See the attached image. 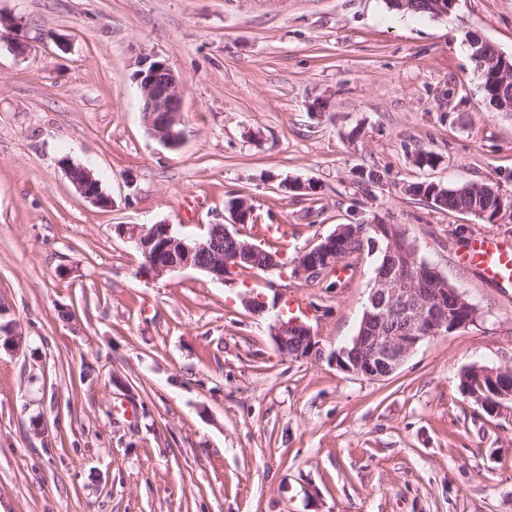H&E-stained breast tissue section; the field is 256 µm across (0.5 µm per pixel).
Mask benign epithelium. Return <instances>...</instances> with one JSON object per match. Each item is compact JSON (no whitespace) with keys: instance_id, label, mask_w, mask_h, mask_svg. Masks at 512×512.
Here are the masks:
<instances>
[{"instance_id":"7a95c632","label":"benign epithelium","mask_w":512,"mask_h":512,"mask_svg":"<svg viewBox=\"0 0 512 512\" xmlns=\"http://www.w3.org/2000/svg\"><path fill=\"white\" fill-rule=\"evenodd\" d=\"M18 22L0 14V36L18 55L28 51V43L16 37ZM135 75L142 95V114L151 133L170 149L178 148L183 139V98L178 78L169 64L157 57L138 60ZM75 191L88 203L99 208L113 206L100 180L84 166L76 165L67 157L60 160ZM233 223L246 224L251 206L244 199L230 204ZM370 243L374 247L386 245V260L393 265L388 276L372 279L364 316L350 344L336 350L334 360L341 370L377 380L398 369L425 341L439 336L448 326V280L434 265L427 266L434 287L423 290L407 277L408 270L417 263L414 245L396 247V224H372ZM118 232L133 242L144 258L146 272L159 277L166 273L192 268L207 274L212 280L224 283L228 273L247 269L272 272L281 267L279 256L265 253L261 265H254L259 248L240 241L224 224L209 225L206 236L197 238L173 230L172 225L124 224ZM365 233L357 232L352 224H340L336 230L314 246L316 264L302 253L294 261L293 274L305 281L312 280L319 271L333 272L354 241H364ZM401 320L410 329L405 336H387L388 322ZM271 336L277 349L296 359L308 358L317 344L311 328L297 318L278 319L271 327ZM493 397L492 413L500 412L503 403L512 401V388L493 387L492 393L473 392L469 397L477 404L487 403Z\"/></svg>"}]
</instances>
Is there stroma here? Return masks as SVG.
Returning <instances> with one entry per match:
<instances>
[{"label":"stroma","instance_id":"1","mask_svg":"<svg viewBox=\"0 0 512 512\" xmlns=\"http://www.w3.org/2000/svg\"><path fill=\"white\" fill-rule=\"evenodd\" d=\"M0 14L30 47L0 44V327L20 335L0 349V512H512V402L489 414L458 390L471 365H512V285L455 262L476 234L512 245V218L405 191L512 195V117L485 98L469 47L512 55V0L443 17L386 0H0ZM146 55L180 79L179 148L143 120ZM64 157L112 207L76 193ZM239 197L253 221L238 233L280 270L155 277L117 232L201 235L231 224ZM358 223L401 225L480 315L378 380L332 358L376 254L347 258L348 280L291 273ZM245 293L276 307L252 314ZM281 311L312 329L311 358L277 350ZM432 184L418 182L409 185L406 192L429 202L439 210L448 211V213L465 212L488 223L495 218L501 219L507 213L510 214V218L512 217V196L502 194L492 185L479 183L481 186L479 189L467 193H458L454 189H440L429 201Z\"/></svg>","mask_w":512,"mask_h":512}]
</instances>
